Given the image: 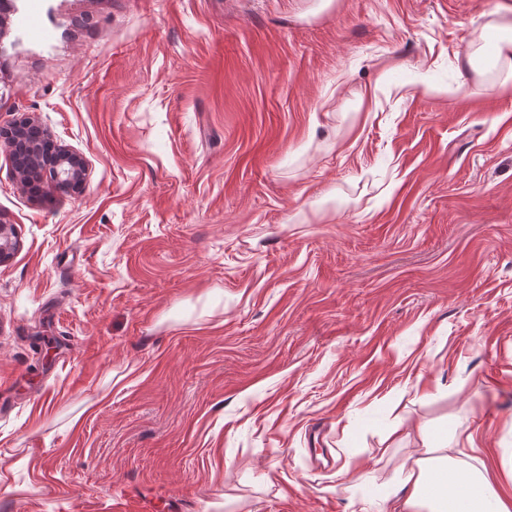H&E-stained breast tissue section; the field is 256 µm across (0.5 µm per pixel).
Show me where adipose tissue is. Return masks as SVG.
Here are the masks:
<instances>
[{
	"label": "adipose tissue",
	"instance_id": "ef3b65f1",
	"mask_svg": "<svg viewBox=\"0 0 512 512\" xmlns=\"http://www.w3.org/2000/svg\"><path fill=\"white\" fill-rule=\"evenodd\" d=\"M420 448L376 485L371 503L380 512H512V499L494 487L487 469L468 466L447 427L419 430Z\"/></svg>",
	"mask_w": 512,
	"mask_h": 512
}]
</instances>
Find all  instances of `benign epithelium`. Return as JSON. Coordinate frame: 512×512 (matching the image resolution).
Wrapping results in <instances>:
<instances>
[{
  "mask_svg": "<svg viewBox=\"0 0 512 512\" xmlns=\"http://www.w3.org/2000/svg\"><path fill=\"white\" fill-rule=\"evenodd\" d=\"M0 149L7 152L21 184L30 188L35 175L54 183L66 193H79L85 186V158L52 142L48 129L26 117L0 126ZM19 242L12 225L0 221V265L7 263Z\"/></svg>",
  "mask_w": 512,
  "mask_h": 512,
  "instance_id": "1",
  "label": "benign epithelium"
}]
</instances>
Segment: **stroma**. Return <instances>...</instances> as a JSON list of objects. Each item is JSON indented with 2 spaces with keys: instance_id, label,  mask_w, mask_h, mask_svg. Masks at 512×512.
<instances>
[{
  "instance_id": "35a3bbf8",
  "label": "stroma",
  "mask_w": 512,
  "mask_h": 512,
  "mask_svg": "<svg viewBox=\"0 0 512 512\" xmlns=\"http://www.w3.org/2000/svg\"><path fill=\"white\" fill-rule=\"evenodd\" d=\"M512 0H16L0 512H360L420 427L512 457ZM486 27L504 33L495 47L493 59L496 61L504 60L510 62V72H507L506 77L502 81V85L508 88L511 82L512 87V22L499 21ZM51 143V148L45 142ZM0 149L7 152L23 187L29 189L34 178L50 180L57 189L79 193L85 186V158L63 145L55 144L48 129L33 118L16 120L0 126Z\"/></svg>"
}]
</instances>
